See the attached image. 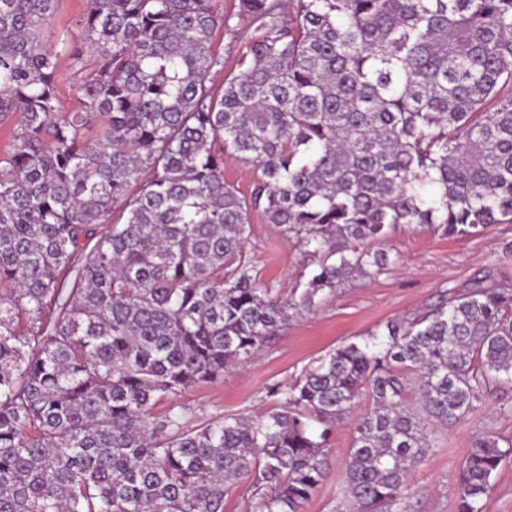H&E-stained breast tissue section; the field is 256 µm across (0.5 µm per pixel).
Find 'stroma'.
<instances>
[{
    "label": "stroma",
    "instance_id": "1",
    "mask_svg": "<svg viewBox=\"0 0 512 512\" xmlns=\"http://www.w3.org/2000/svg\"><path fill=\"white\" fill-rule=\"evenodd\" d=\"M399 261L374 279L353 278L309 311H292L279 335L253 359L226 371L222 380L191 388L181 398L197 420L254 417L272 405L266 391L284 383L346 341L387 322L410 321L431 311L444 295L473 287L476 280L512 284V224H494L481 234L444 238L407 225L398 226L385 244ZM244 252L261 281L283 291L296 288L309 260L282 237L275 225L253 217ZM337 429L328 455L327 475L300 512H336L342 473L359 412ZM512 438V383L490 384L476 410L441 431L412 473L408 512H457L455 483L473 442L484 435Z\"/></svg>",
    "mask_w": 512,
    "mask_h": 512
}]
</instances>
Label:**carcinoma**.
Returning <instances> with one entry per match:
<instances>
[{"instance_id": "obj_1", "label": "carcinoma", "mask_w": 512, "mask_h": 512, "mask_svg": "<svg viewBox=\"0 0 512 512\" xmlns=\"http://www.w3.org/2000/svg\"><path fill=\"white\" fill-rule=\"evenodd\" d=\"M58 4L0 0V512H222L242 478L246 512H300L365 396L336 512H407L438 430L512 383L511 285L338 345L254 420L194 426L177 399L394 265L396 226L512 223V0H86L75 32ZM234 18L248 49L217 88ZM257 213L315 259L297 297L242 255ZM510 455L475 441L458 512ZM77 79L75 71L64 63L59 70L57 80L58 97L64 112H71L77 107L73 93ZM257 175V169L251 164L234 160H224V177L240 191L247 192Z\"/></svg>"}]
</instances>
